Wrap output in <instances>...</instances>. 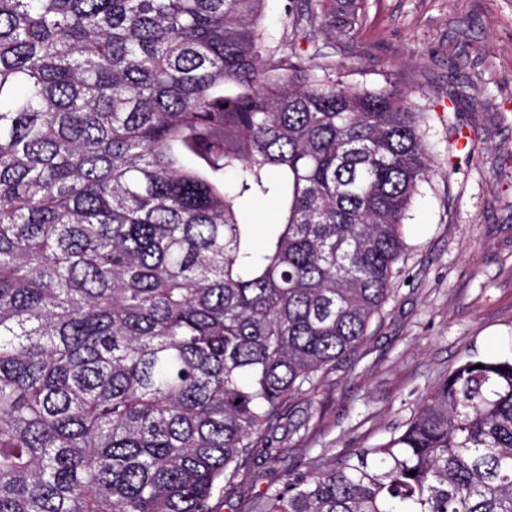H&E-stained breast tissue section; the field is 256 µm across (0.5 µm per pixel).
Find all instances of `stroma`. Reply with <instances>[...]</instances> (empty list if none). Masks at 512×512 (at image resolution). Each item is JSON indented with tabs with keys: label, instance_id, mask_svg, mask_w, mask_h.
<instances>
[{
	"label": "stroma",
	"instance_id": "1",
	"mask_svg": "<svg viewBox=\"0 0 512 512\" xmlns=\"http://www.w3.org/2000/svg\"><path fill=\"white\" fill-rule=\"evenodd\" d=\"M303 0H267L263 25L289 56L334 64L346 85L395 86L423 112L437 168L416 196L393 294L359 349L311 399L286 437L299 467L384 441L420 396L470 355L512 351V0H364L346 38L293 27ZM259 459L251 481L215 512L277 486Z\"/></svg>",
	"mask_w": 512,
	"mask_h": 512
}]
</instances>
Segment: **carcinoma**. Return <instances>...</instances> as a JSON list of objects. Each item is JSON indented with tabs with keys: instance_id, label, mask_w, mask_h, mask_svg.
<instances>
[{
	"instance_id": "obj_1",
	"label": "carcinoma",
	"mask_w": 512,
	"mask_h": 512,
	"mask_svg": "<svg viewBox=\"0 0 512 512\" xmlns=\"http://www.w3.org/2000/svg\"><path fill=\"white\" fill-rule=\"evenodd\" d=\"M265 2L0 0V512H214L261 457L282 481L240 512H512V355L286 465L438 171L403 92L291 61ZM304 2L340 37L362 6Z\"/></svg>"
}]
</instances>
